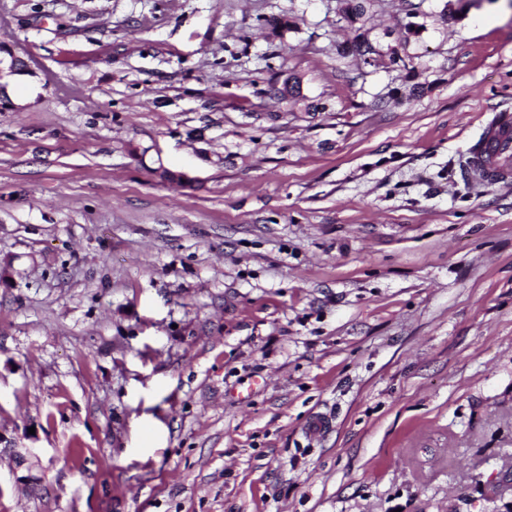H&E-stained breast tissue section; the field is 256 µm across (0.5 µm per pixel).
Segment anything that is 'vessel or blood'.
Wrapping results in <instances>:
<instances>
[{"mask_svg":"<svg viewBox=\"0 0 512 512\" xmlns=\"http://www.w3.org/2000/svg\"><path fill=\"white\" fill-rule=\"evenodd\" d=\"M471 173L491 184L512 182V111L494 113L488 120L480 147L467 158Z\"/></svg>","mask_w":512,"mask_h":512,"instance_id":"vessel-or-blood-1","label":"vessel or blood"}]
</instances>
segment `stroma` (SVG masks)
I'll list each match as a JSON object with an SVG mask.
<instances>
[{
  "label": "stroma",
  "instance_id": "obj_1",
  "mask_svg": "<svg viewBox=\"0 0 512 512\" xmlns=\"http://www.w3.org/2000/svg\"><path fill=\"white\" fill-rule=\"evenodd\" d=\"M410 3L0 0V512L512 507V16ZM482 141V145L475 148ZM467 158L471 173L491 184L512 182V112L503 109L488 120L483 137Z\"/></svg>",
  "mask_w": 512,
  "mask_h": 512
}]
</instances>
